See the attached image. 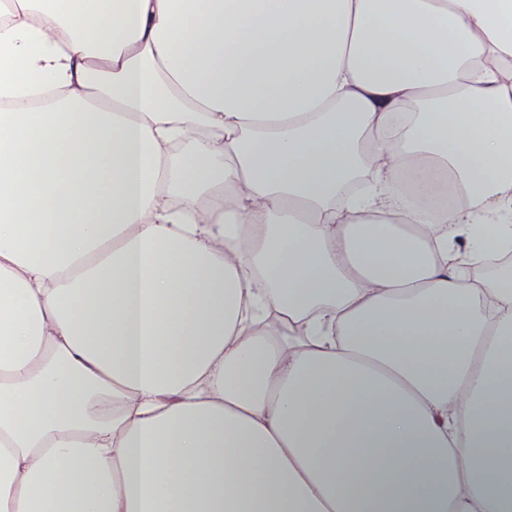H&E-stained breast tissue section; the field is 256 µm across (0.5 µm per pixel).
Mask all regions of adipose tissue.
Here are the masks:
<instances>
[{
	"label": "adipose tissue",
	"instance_id": "ef3b65f1",
	"mask_svg": "<svg viewBox=\"0 0 512 512\" xmlns=\"http://www.w3.org/2000/svg\"><path fill=\"white\" fill-rule=\"evenodd\" d=\"M0 512H512V0H0Z\"/></svg>",
	"mask_w": 512,
	"mask_h": 512
}]
</instances>
